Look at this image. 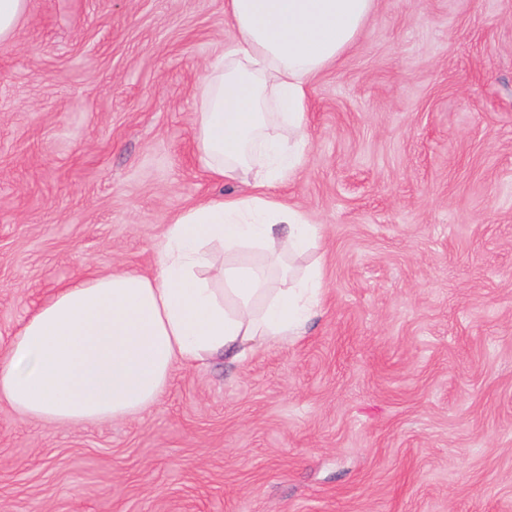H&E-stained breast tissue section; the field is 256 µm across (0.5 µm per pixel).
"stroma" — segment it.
Masks as SVG:
<instances>
[{
    "label": "stroma",
    "mask_w": 512,
    "mask_h": 512,
    "mask_svg": "<svg viewBox=\"0 0 512 512\" xmlns=\"http://www.w3.org/2000/svg\"><path fill=\"white\" fill-rule=\"evenodd\" d=\"M233 35L224 0H29L0 43V350L250 193L193 140ZM306 118L279 189L322 227L306 335L175 367L125 420L0 402V512H512V0H376Z\"/></svg>",
    "instance_id": "35a3bbf8"
}]
</instances>
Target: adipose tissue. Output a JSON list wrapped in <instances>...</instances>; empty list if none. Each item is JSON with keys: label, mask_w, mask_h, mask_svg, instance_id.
<instances>
[{"label": "adipose tissue", "mask_w": 512, "mask_h": 512, "mask_svg": "<svg viewBox=\"0 0 512 512\" xmlns=\"http://www.w3.org/2000/svg\"><path fill=\"white\" fill-rule=\"evenodd\" d=\"M375 0H225L235 39L196 92L195 146L216 178L247 195L181 212L157 246L158 272H91L22 322L0 353V401L47 422L143 413L176 364L242 360L257 342L304 335L322 270L288 260L320 225L275 193L297 172L314 79L353 45ZM263 263H243L245 250Z\"/></svg>", "instance_id": "adipose-tissue-1"}]
</instances>
